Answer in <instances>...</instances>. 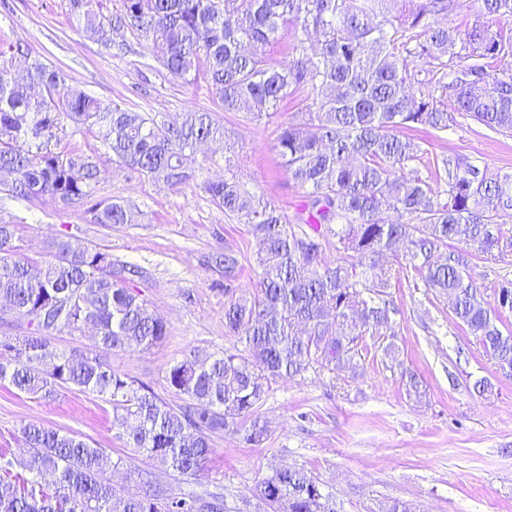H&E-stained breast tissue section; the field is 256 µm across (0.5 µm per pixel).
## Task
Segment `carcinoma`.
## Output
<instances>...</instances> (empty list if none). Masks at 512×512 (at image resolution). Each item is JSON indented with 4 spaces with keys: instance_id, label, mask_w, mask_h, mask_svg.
I'll list each match as a JSON object with an SVG mask.
<instances>
[{
    "instance_id": "obj_1",
    "label": "carcinoma",
    "mask_w": 512,
    "mask_h": 512,
    "mask_svg": "<svg viewBox=\"0 0 512 512\" xmlns=\"http://www.w3.org/2000/svg\"><path fill=\"white\" fill-rule=\"evenodd\" d=\"M79 29L112 48L110 30L145 38L172 76L203 78L226 112L272 117L288 101L301 118L280 127L276 148L288 172L310 189L307 216L286 223L269 201L244 191L225 160L224 178L202 190L224 213L248 227L256 243L259 288L238 295L224 288V323L239 336V353L194 350L174 362L154 390L114 371L109 353L150 349L169 335L166 320L140 297L139 267L112 258L106 245L72 233L53 238L41 259L22 252L18 224L0 222V301L10 321L30 328L0 338V386L35 399L64 390L91 392L112 405L116 438L193 478L212 453V438L242 433L260 445L267 435L256 410L277 378L319 365H355L357 339L393 328L383 296L392 287L384 260L405 261L413 287L452 299L454 318L477 339L499 370L512 375V332L501 329L470 275L469 253L499 246L497 219L512 211V189L456 155L435 159L422 175L418 129L448 128L454 115L497 133H512V0H480L464 29L434 17L466 0H415L390 18L388 0H120L106 18L94 0H69ZM294 26L292 59L275 65L267 48ZM321 36L314 47L310 34ZM20 41H0V193L33 202L51 198L82 208L91 223L134 224L125 204L94 198L100 159L56 150L64 122L98 134L112 160L174 188L190 185L195 149L224 141V125L208 112L158 119L105 105L68 83L61 69L34 59L25 76L12 74L28 58ZM414 66H409L408 59ZM392 219L382 222L379 214ZM336 238L337 257L323 240ZM212 261L231 273L236 253ZM94 331V349L58 348L53 334ZM29 457L0 448V512H224L217 494L174 496L146 481L132 493L112 483L120 461L71 433L37 421L21 425ZM267 512H337L332 494L301 467H282L255 486Z\"/></svg>"
}]
</instances>
